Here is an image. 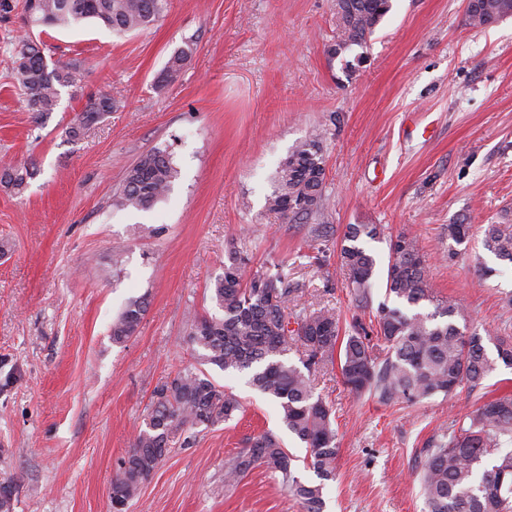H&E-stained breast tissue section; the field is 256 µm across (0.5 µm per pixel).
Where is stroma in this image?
<instances>
[{"mask_svg":"<svg viewBox=\"0 0 512 512\" xmlns=\"http://www.w3.org/2000/svg\"><path fill=\"white\" fill-rule=\"evenodd\" d=\"M11 2L0 18V156L38 168L23 192L0 185L10 245L0 254V483L16 482L13 512H112V476L155 387L198 363L189 324L217 315L211 292L232 251L255 274L285 266L290 310L367 324L374 311L356 307L339 264L346 227L377 228L361 240L377 262L374 304L385 299L390 242L405 234L439 296L461 304V331L512 337V264L481 243L486 225L512 224V17L473 27L465 0H391L366 47L339 59L327 52L336 0H168L159 22L122 37L94 21L44 33L47 61L81 62L82 81L38 124L7 68V47L27 31L24 0ZM188 42L179 77L156 86ZM100 94L114 109L70 139L66 126ZM316 129L320 265L306 257L309 224L266 207L280 162ZM156 146L179 170L168 196L147 211L113 208L126 169ZM456 222L471 238L453 246L444 229ZM141 296L137 333L114 343L113 319ZM208 373L241 410L187 431L127 512H305L261 467L225 487V461L259 432L306 450L249 372ZM314 386L337 432L324 512H425L419 479L440 427L512 393V368L415 404L355 397L331 364Z\"/></svg>","mask_w":512,"mask_h":512,"instance_id":"35a3bbf8","label":"stroma"}]
</instances>
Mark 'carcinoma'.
<instances>
[{
	"instance_id": "1",
	"label": "carcinoma",
	"mask_w": 512,
	"mask_h": 512,
	"mask_svg": "<svg viewBox=\"0 0 512 512\" xmlns=\"http://www.w3.org/2000/svg\"><path fill=\"white\" fill-rule=\"evenodd\" d=\"M479 8L466 12L473 27L486 26L493 15L512 14V0H475ZM166 0H25L27 22L45 28H68L96 20L116 35L139 32L163 16ZM341 31L334 57L367 43L391 9L390 0H338ZM46 44L26 35L14 44L8 58L12 79L18 84L28 111L37 122L46 120L57 106L60 89L79 87L81 65H44ZM192 48L174 52L159 74V83L174 81ZM112 98H88L67 134L80 138L88 127L87 113L111 112ZM34 175L31 163L0 165V184L23 191ZM323 136L311 133L296 144L275 173L266 204L269 211L288 221H304L320 213L325 191ZM178 177V168L167 149L155 147L127 169L112 196L117 209L146 211L160 202ZM469 224H449L448 240L465 242ZM376 227L351 224L339 250L341 269L352 299L369 307L376 274V260L360 244L374 238ZM484 249L497 259L512 263V225L489 224L482 238ZM248 259L233 251L224 275L214 283L211 299L223 316L191 320L187 342L202 350L199 359L224 372L248 370L252 385L279 403L281 421L310 453L306 465L320 479L311 484L296 475L297 459L272 431L254 436L249 447L224 465V482L236 483L250 470L263 467L302 500L306 512H322L323 482L335 477L336 429L329 403L315 394L311 376L318 367L339 362L343 383L357 397L375 395L385 402L418 403L456 388L479 386L497 363L512 366V341L494 340L496 357L487 352L485 338L465 334L456 319L462 306L444 300L432 288L425 260L415 240L400 234L390 244L386 273V301L374 314L376 336L359 320L351 333L341 335L339 319L330 310L290 317L288 302L295 288L284 266L275 272L248 275ZM393 299L388 303L387 299ZM423 303L428 313H407ZM147 310L143 298L127 302L112 321L111 336L123 343L135 335ZM297 328L289 329L290 323ZM300 345V365L284 360L291 342ZM237 398L194 367L180 370L160 386L150 411L134 436L132 448L118 464L109 499L112 512H126L141 485L164 460L170 443L186 429L212 427L239 410ZM420 491L427 512H512V394L492 399L440 430V440L430 449L420 477Z\"/></svg>"
}]
</instances>
